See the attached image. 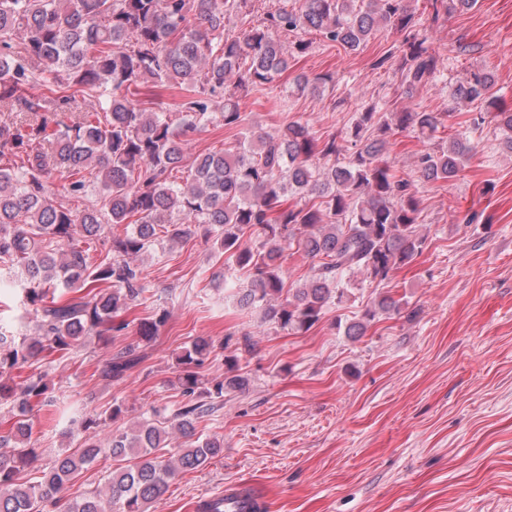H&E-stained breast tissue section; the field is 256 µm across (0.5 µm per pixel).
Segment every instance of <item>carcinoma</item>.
Instances as JSON below:
<instances>
[{
  "label": "carcinoma",
  "instance_id": "1",
  "mask_svg": "<svg viewBox=\"0 0 512 512\" xmlns=\"http://www.w3.org/2000/svg\"><path fill=\"white\" fill-rule=\"evenodd\" d=\"M249 2L0 0V279L17 275L20 302L36 323L30 340L0 326V406L14 419L0 434V512H157L176 476L223 453L224 438L197 436V424L221 408L224 394L244 390L247 378L232 359L224 378L203 379L216 345L198 336L177 358L182 400L165 420L144 417L103 443L95 434L101 419L82 414L71 420L84 438L78 453L58 456L34 481L18 478L35 458L32 404L51 391L43 375L18 382L12 371L44 353L71 357L93 338L126 335L123 314L145 291L139 258L159 233L176 242L204 228L248 273L237 305L296 332L343 303L352 275L381 283L422 252L412 182L381 156L389 138L409 128L432 139L441 125L434 112L367 107L345 132L357 147L345 162L336 136L321 140L300 121L274 132L247 129L229 149L187 157L193 134L244 126L236 89L275 82L308 53L309 32L356 51L379 29L395 28L404 33L402 83L425 86L439 73L426 30L403 0H369L365 9L358 0H299L260 20ZM229 21L238 32L226 31ZM163 87L183 91L175 120L147 108ZM455 96L494 111L512 152V111L498 108L490 72L470 73ZM90 98L97 102L88 108ZM474 150L457 134L446 149L420 153L417 173L449 181ZM181 168L183 183L171 181ZM55 172L64 177L56 189ZM93 195L90 206L70 205ZM290 196L300 202L288 204ZM120 225L123 232L113 231ZM293 248L311 266L289 288L284 261ZM379 311L398 314L400 303L380 297L345 334L364 335ZM168 319L166 308H154L139 322V337L151 340ZM139 361L135 349L122 348L99 378L121 381ZM172 431L191 443L164 451ZM108 459L117 466L103 488L63 500L76 473Z\"/></svg>",
  "mask_w": 512,
  "mask_h": 512
}]
</instances>
